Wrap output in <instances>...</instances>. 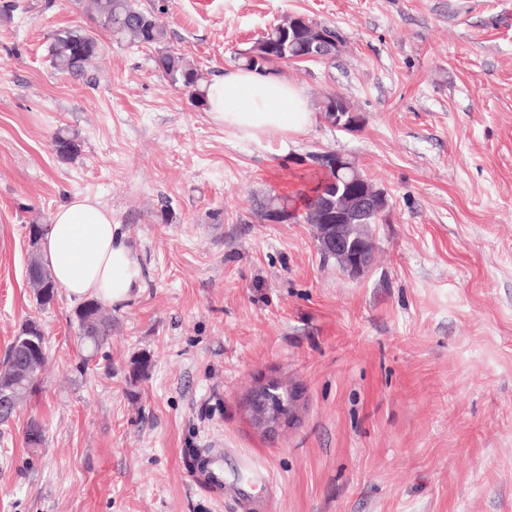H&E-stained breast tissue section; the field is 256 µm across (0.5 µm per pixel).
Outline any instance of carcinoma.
<instances>
[{
  "label": "carcinoma",
  "instance_id": "cac0c4a2",
  "mask_svg": "<svg viewBox=\"0 0 512 512\" xmlns=\"http://www.w3.org/2000/svg\"><path fill=\"white\" fill-rule=\"evenodd\" d=\"M77 5L95 18L103 29L112 32L117 41L155 48V67L172 85L188 91L195 103H203L202 71L187 61L182 53L166 47V28L154 13L141 8L136 0H77ZM315 26L322 29L325 37L312 46L307 34ZM282 32L281 25L277 24L255 41L243 54V66L260 67L275 73L277 64L325 59L336 52V43L340 41L335 29L311 18L288 41ZM97 45V38L83 29L57 32L48 48L51 64L60 72L80 73L96 58ZM52 145L63 159L77 151L76 140L63 129L55 133ZM297 178L303 184L313 186L312 194L301 202L289 194H272L261 205L262 218L267 219L272 213L281 212L288 220L307 223L311 212L321 211L331 204L336 191H342L352 184L363 185L367 181L362 174L357 176L351 170L338 172L330 166L307 168ZM31 263L33 274L28 284L38 304L47 308L56 299L58 284L41 262L40 252L31 254ZM75 319L77 343L84 353L83 364L86 365L98 356L112 335V318L104 314L98 300L91 299L76 308ZM33 335L41 336L43 332L37 327V322L31 320L14 337L9 354L0 365V392H11L16 402L25 400L32 392L48 359L47 354L35 353L28 346L20 344L23 338ZM270 403L279 412L293 415L295 404L285 390L275 391Z\"/></svg>",
  "mask_w": 512,
  "mask_h": 512
}]
</instances>
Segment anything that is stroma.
Here are the masks:
<instances>
[{"label":"stroma","instance_id":"stroma-1","mask_svg":"<svg viewBox=\"0 0 512 512\" xmlns=\"http://www.w3.org/2000/svg\"><path fill=\"white\" fill-rule=\"evenodd\" d=\"M140 2L209 79L287 16L334 27L332 58L279 75L362 124L242 143L73 0L0 15V359L30 319L48 350L0 424V512H512V0ZM69 27L100 45L78 77L47 52ZM319 151L390 201L357 278L310 225L259 214L274 167ZM76 195L144 279L86 368L76 301L40 308L26 279L28 225ZM272 380L302 392L273 438L243 405Z\"/></svg>","mask_w":512,"mask_h":512}]
</instances>
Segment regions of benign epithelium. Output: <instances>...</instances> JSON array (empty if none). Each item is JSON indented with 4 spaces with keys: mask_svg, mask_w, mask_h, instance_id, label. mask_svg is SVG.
<instances>
[{
    "mask_svg": "<svg viewBox=\"0 0 512 512\" xmlns=\"http://www.w3.org/2000/svg\"><path fill=\"white\" fill-rule=\"evenodd\" d=\"M358 122L357 115L346 112L341 102H336L330 123L340 129L349 130ZM387 200L371 188L363 194H342L336 198V223L315 225L316 237L324 255L336 257L339 268L351 277L362 275L372 263L376 251V241L370 231L352 236L353 225L346 223L356 211H380L385 208ZM269 390L263 385L249 399L248 409L256 423L270 434L277 433L288 422V417L270 410L263 396Z\"/></svg>",
    "mask_w": 512,
    "mask_h": 512,
    "instance_id": "7a95c632",
    "label": "benign epithelium"
}]
</instances>
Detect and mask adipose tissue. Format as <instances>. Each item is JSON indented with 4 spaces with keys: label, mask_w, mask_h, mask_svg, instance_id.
<instances>
[{
    "label": "adipose tissue",
    "mask_w": 512,
    "mask_h": 512,
    "mask_svg": "<svg viewBox=\"0 0 512 512\" xmlns=\"http://www.w3.org/2000/svg\"><path fill=\"white\" fill-rule=\"evenodd\" d=\"M202 91L210 121L241 141H283L315 122L305 88L268 71L229 70L205 82ZM40 252L71 297L121 305L142 288V268L127 235L91 198L74 197L53 213Z\"/></svg>",
    "instance_id": "1"
}]
</instances>
